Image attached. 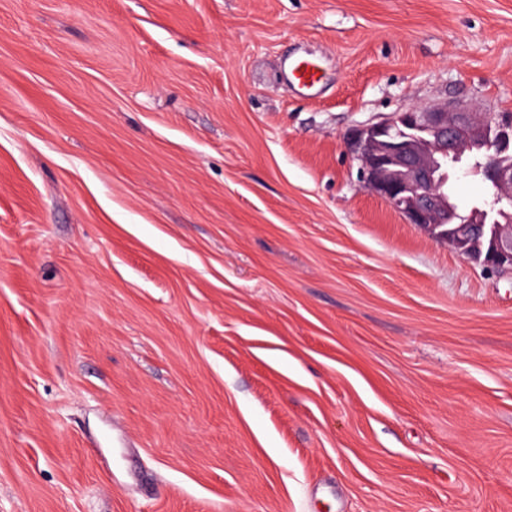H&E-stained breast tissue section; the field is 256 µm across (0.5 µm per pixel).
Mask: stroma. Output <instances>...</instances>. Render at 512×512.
<instances>
[{"mask_svg": "<svg viewBox=\"0 0 512 512\" xmlns=\"http://www.w3.org/2000/svg\"><path fill=\"white\" fill-rule=\"evenodd\" d=\"M446 100L512 0H0V512H512V273L343 141ZM284 74L297 92L308 97H317L323 86V73L317 63L310 60L288 58L284 63Z\"/></svg>", "mask_w": 512, "mask_h": 512, "instance_id": "35a3bbf8", "label": "stroma"}]
</instances>
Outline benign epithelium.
<instances>
[{"instance_id":"benign-epithelium-1","label":"benign epithelium","mask_w":512,"mask_h":512,"mask_svg":"<svg viewBox=\"0 0 512 512\" xmlns=\"http://www.w3.org/2000/svg\"><path fill=\"white\" fill-rule=\"evenodd\" d=\"M512 139V114L499 123L463 103L411 105L376 121L357 126L349 148L361 162L365 187L383 197L409 224L434 240L449 244L459 255L502 271L512 270V215L485 223L487 209L474 207L468 227L452 231L457 205L448 196L443 172L448 155L473 146L489 153L485 181L498 196H512V162L502 156ZM486 248H481V240Z\"/></svg>"}]
</instances>
